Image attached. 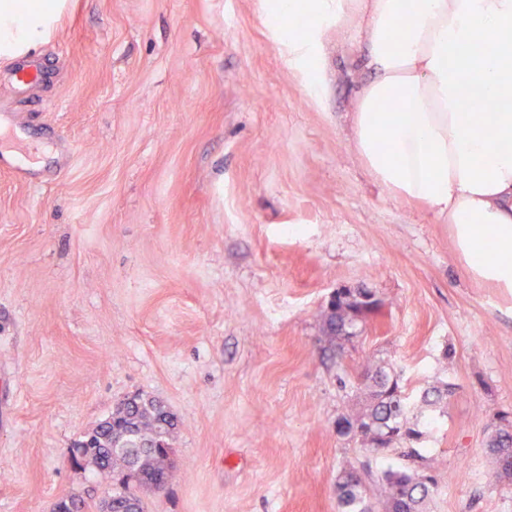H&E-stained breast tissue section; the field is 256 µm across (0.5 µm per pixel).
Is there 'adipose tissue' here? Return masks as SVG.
<instances>
[{"label": "adipose tissue", "mask_w": 512, "mask_h": 512, "mask_svg": "<svg viewBox=\"0 0 512 512\" xmlns=\"http://www.w3.org/2000/svg\"><path fill=\"white\" fill-rule=\"evenodd\" d=\"M59 0H0V53L42 43ZM288 55L323 93L318 26L362 15L374 79L356 91L354 147L391 195L451 224L467 273L512 288V0H274ZM491 101L495 111H476Z\"/></svg>", "instance_id": "adipose-tissue-1"}]
</instances>
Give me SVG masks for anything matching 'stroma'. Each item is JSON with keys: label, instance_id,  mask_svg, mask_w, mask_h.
Wrapping results in <instances>:
<instances>
[{"label": "stroma", "instance_id": "stroma-1", "mask_svg": "<svg viewBox=\"0 0 512 512\" xmlns=\"http://www.w3.org/2000/svg\"><path fill=\"white\" fill-rule=\"evenodd\" d=\"M360 24L324 26L321 97L267 0H67L0 56V512L100 500L69 452L131 396L178 420L144 512H338L341 470L405 464L336 431L368 355L408 396L454 387L425 422L428 512H512L486 452L512 413V288L354 151ZM35 62L51 80L18 84ZM339 288L382 307L337 357Z\"/></svg>", "mask_w": 512, "mask_h": 512}]
</instances>
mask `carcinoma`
<instances>
[{"label":"carcinoma","instance_id":"1","mask_svg":"<svg viewBox=\"0 0 512 512\" xmlns=\"http://www.w3.org/2000/svg\"><path fill=\"white\" fill-rule=\"evenodd\" d=\"M369 294L363 288L342 296L332 308L323 310V331L328 349L341 353L342 332L363 324L378 306L358 299ZM365 389L363 403L340 416L345 433L359 438L374 453L400 450L411 463L405 469H388L381 475L382 512H425L426 503L437 489L433 473L439 464L415 447L424 432L410 423V406L400 375L381 362L364 361L357 375ZM452 393L444 388L427 389L420 404L437 405ZM112 423L95 433V444L83 449L81 464L93 467L112 480V512H143L139 493L155 484L165 485L170 477L166 453L169 437L177 425L175 417L153 400L136 401L110 416ZM499 475L512 480V424L498 428L487 444ZM368 487L354 468L342 470L336 479L339 512H372L367 505Z\"/></svg>","mask_w":512,"mask_h":512}]
</instances>
